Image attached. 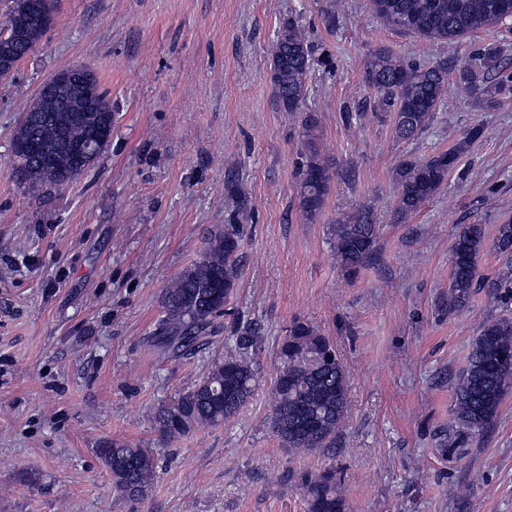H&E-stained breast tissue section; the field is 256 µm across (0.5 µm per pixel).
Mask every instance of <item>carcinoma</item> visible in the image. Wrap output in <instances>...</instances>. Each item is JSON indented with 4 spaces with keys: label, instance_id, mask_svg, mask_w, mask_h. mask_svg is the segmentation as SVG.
Instances as JSON below:
<instances>
[{
    "label": "carcinoma",
    "instance_id": "cac0c4a2",
    "mask_svg": "<svg viewBox=\"0 0 512 512\" xmlns=\"http://www.w3.org/2000/svg\"><path fill=\"white\" fill-rule=\"evenodd\" d=\"M505 0H370L375 15L387 25L411 32L430 43H462L475 33L512 20ZM26 44L0 38V48L25 58L45 30L27 24ZM500 51L489 47L475 54L474 62L456 70V86L486 103L512 96L509 80L491 81ZM314 50L298 22H285L271 52L270 82L277 105L287 112L301 109L306 82L314 68ZM366 80L377 93L374 111L393 118L398 138L414 140L428 127L448 89V65L417 66L385 50L373 53L366 63ZM80 78L67 94H38L26 112L36 119H23L13 139L14 173L29 187L62 188L77 178L69 168L48 163L61 155L64 142L55 120L65 96L73 95ZM306 155L301 170L300 207L307 220L322 210L332 180V163L322 148L320 119L314 112L302 115ZM471 129L452 148L426 160H405L394 170L397 209L403 215L416 212L447 181L459 157L479 136ZM231 217L222 228L211 230L207 247L165 289L164 317L154 331V348L164 357H182L209 343L214 320L224 311L240 272L241 233ZM483 224L458 226L451 247L448 310L469 306L484 287L477 275L478 260L485 247ZM377 225L363 209L349 221L336 224L331 248L336 263L347 278L355 277L376 252ZM494 250L512 264V221L497 225ZM262 338L251 328L234 337L235 350L216 361L208 373L156 413L159 431L179 436L194 427H217L236 417L253 399L257 367L251 358ZM512 388V320L487 319L479 328L467 355L466 365L454 387L453 422L467 432H482L498 417ZM269 425L282 447L292 451L328 450L336 447L348 411L349 376L336 348L317 328L296 322L278 350V365L271 390ZM112 477V485L132 499H143L153 484L156 463L146 448H133L121 441L98 449ZM341 477L334 468L319 474H304L299 484L306 497L307 512H347L339 490Z\"/></svg>",
    "mask_w": 512,
    "mask_h": 512
}]
</instances>
